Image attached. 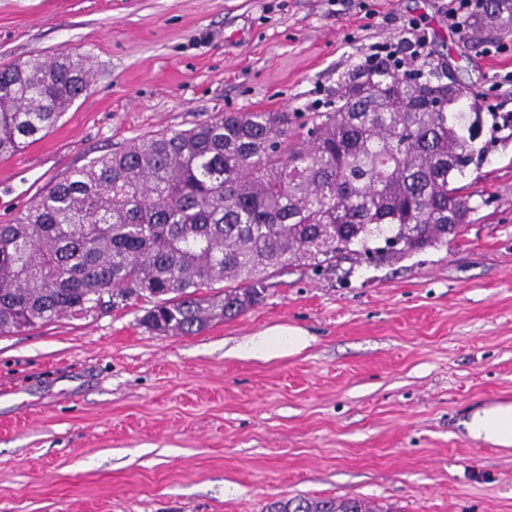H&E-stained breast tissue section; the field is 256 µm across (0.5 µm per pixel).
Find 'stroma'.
Instances as JSON below:
<instances>
[{
	"label": "stroma",
	"instance_id": "35a3bbf8",
	"mask_svg": "<svg viewBox=\"0 0 512 512\" xmlns=\"http://www.w3.org/2000/svg\"><path fill=\"white\" fill-rule=\"evenodd\" d=\"M448 0H0V65L82 57L94 74L35 145L51 183L128 141L238 112L334 108L341 76L406 25L477 112L512 114V36L473 45ZM457 247L351 274L273 278L191 336L129 298L0 336V512H265L359 496L397 512H512V449L467 439L512 403V140L469 179ZM273 326L300 353L234 349Z\"/></svg>",
	"mask_w": 512,
	"mask_h": 512
}]
</instances>
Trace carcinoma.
Wrapping results in <instances>:
<instances>
[{"label": "carcinoma", "instance_id": "1", "mask_svg": "<svg viewBox=\"0 0 512 512\" xmlns=\"http://www.w3.org/2000/svg\"><path fill=\"white\" fill-rule=\"evenodd\" d=\"M459 27L512 34V0L475 3ZM91 82L68 53L1 65L0 158L43 138ZM479 131L439 73L363 64L333 111L298 125L242 112L135 138L0 224V335L129 295L150 304L147 328L192 335L253 307L284 269L447 249L475 211L462 181L485 158ZM267 512L394 510L297 496Z\"/></svg>", "mask_w": 512, "mask_h": 512}]
</instances>
